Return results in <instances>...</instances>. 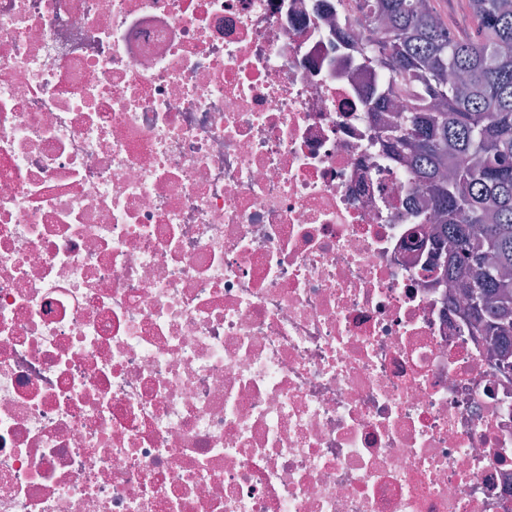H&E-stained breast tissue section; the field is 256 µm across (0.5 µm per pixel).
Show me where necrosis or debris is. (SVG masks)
<instances>
[{
	"label": "necrosis or debris",
	"instance_id": "4bbe7bcc",
	"mask_svg": "<svg viewBox=\"0 0 512 512\" xmlns=\"http://www.w3.org/2000/svg\"><path fill=\"white\" fill-rule=\"evenodd\" d=\"M354 0H0V512H512V373Z\"/></svg>",
	"mask_w": 512,
	"mask_h": 512
}]
</instances>
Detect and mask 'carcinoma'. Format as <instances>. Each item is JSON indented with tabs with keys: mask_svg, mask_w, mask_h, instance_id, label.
I'll return each mask as SVG.
<instances>
[{
	"mask_svg": "<svg viewBox=\"0 0 512 512\" xmlns=\"http://www.w3.org/2000/svg\"><path fill=\"white\" fill-rule=\"evenodd\" d=\"M456 35L438 0H377V38L359 57L416 82L387 139L442 217L448 278L494 342L512 349V0H467Z\"/></svg>",
	"mask_w": 512,
	"mask_h": 512,
	"instance_id": "obj_1",
	"label": "carcinoma"
}]
</instances>
